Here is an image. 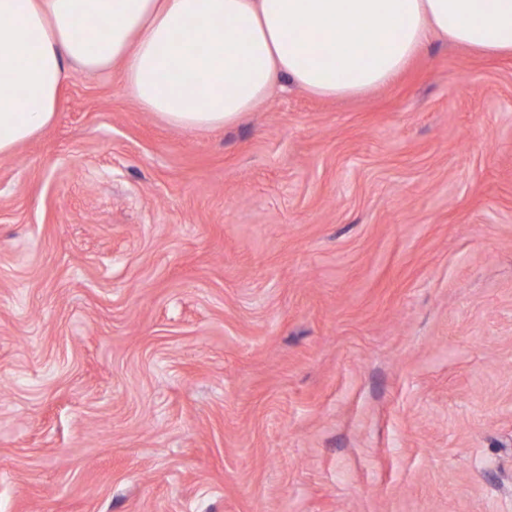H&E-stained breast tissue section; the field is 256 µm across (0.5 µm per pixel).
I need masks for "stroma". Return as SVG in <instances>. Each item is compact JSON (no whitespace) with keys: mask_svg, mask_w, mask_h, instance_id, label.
I'll use <instances>...</instances> for the list:
<instances>
[{"mask_svg":"<svg viewBox=\"0 0 512 512\" xmlns=\"http://www.w3.org/2000/svg\"><path fill=\"white\" fill-rule=\"evenodd\" d=\"M0 512H512V58L208 131L73 71L0 157Z\"/></svg>","mask_w":512,"mask_h":512,"instance_id":"stroma-1","label":"stroma"}]
</instances>
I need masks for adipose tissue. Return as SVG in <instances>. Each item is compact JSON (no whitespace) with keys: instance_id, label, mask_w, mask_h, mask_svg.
I'll return each instance as SVG.
<instances>
[{"instance_id":"obj_1","label":"adipose tissue","mask_w":512,"mask_h":512,"mask_svg":"<svg viewBox=\"0 0 512 512\" xmlns=\"http://www.w3.org/2000/svg\"><path fill=\"white\" fill-rule=\"evenodd\" d=\"M434 34L512 57V0H0V156L52 123L75 68L119 67L147 111L213 130L281 79L320 97L388 85Z\"/></svg>"}]
</instances>
